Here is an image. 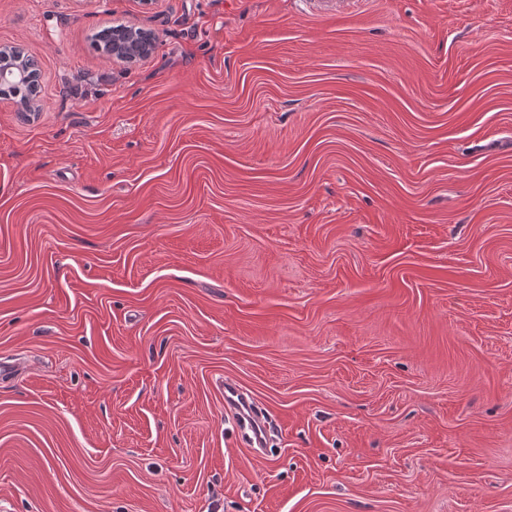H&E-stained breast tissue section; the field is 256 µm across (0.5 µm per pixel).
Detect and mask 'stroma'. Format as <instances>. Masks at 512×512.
<instances>
[{"label":"stroma","instance_id":"1","mask_svg":"<svg viewBox=\"0 0 512 512\" xmlns=\"http://www.w3.org/2000/svg\"><path fill=\"white\" fill-rule=\"evenodd\" d=\"M1 46L41 89L0 99V512H512V0H0ZM127 28L126 25H119L97 32L94 38L97 47H101L107 55H112L113 58L127 63L148 58L154 50L157 36L154 33H147L141 30L132 31L130 36L132 44L130 48L123 49L119 54L112 52L114 43L125 36ZM19 62L21 64L16 68V71L9 74L7 72H3L0 74V82L17 79H27L33 82L34 93L31 96V98L23 103L17 104L18 112H32L34 111V107L38 97L40 72H31L30 67L27 63V55H25L24 53L20 56ZM241 391L239 388L228 381H224V408L225 410H233L234 420L236 425L240 428L245 430L247 425L246 421H248V429L252 432L253 436H250L247 434L251 444L257 445L259 447H264L267 445V439L269 436H264L262 440L261 438V429L258 425H260L262 428L264 426V418L262 412L259 410V408L256 405H253V408L250 403L247 402V411L249 413H246L245 410L240 406V404L235 400L234 396H241ZM235 407L237 411V415L235 414V410L232 408V406ZM252 423L258 424L256 426L255 434Z\"/></svg>","mask_w":512,"mask_h":512}]
</instances>
